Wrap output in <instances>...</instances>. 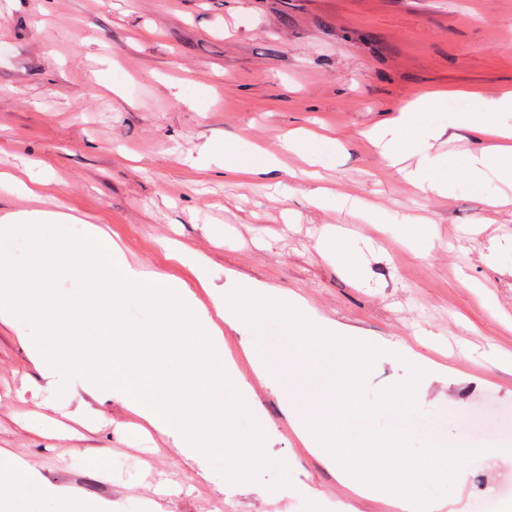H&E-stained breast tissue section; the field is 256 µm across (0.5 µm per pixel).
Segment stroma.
I'll list each match as a JSON object with an SVG mask.
<instances>
[{
    "label": "stroma",
    "instance_id": "35a3bbf8",
    "mask_svg": "<svg viewBox=\"0 0 512 512\" xmlns=\"http://www.w3.org/2000/svg\"><path fill=\"white\" fill-rule=\"evenodd\" d=\"M425 87L474 88L453 111L425 112L415 147L444 157L452 187L421 198L366 135L392 105ZM512 93V0H0V171L47 180L44 208L116 234L131 266L158 270L198 296L196 269L233 292L248 280L302 296L350 337L380 348L361 402L407 381L404 349L443 363L422 376L415 407L353 421L347 435L400 428L414 447L512 441V182L465 174L480 153L475 128L512 125L491 103ZM323 129L333 145L316 166L292 155L274 178L224 172V144L252 161L296 129ZM358 198L371 224L343 202L317 206L313 189ZM431 223L422 258L400 241L404 216ZM356 233L361 271L320 254L325 226ZM176 240L183 262L166 260ZM498 299L489 309L468 282ZM292 367L299 397L323 399L315 418L332 432L343 393L328 388L331 357L264 318L225 329L232 387L252 402L238 430L257 426L271 464L256 479L221 488L220 467L184 461L170 437L142 431L109 394L76 400L90 421L50 408L17 330L0 323V448L34 478L95 501L100 512H396L359 494L297 445L280 390L246 357L255 340ZM211 478L203 480L199 472ZM512 455H476L468 473L437 495L440 512H496ZM287 484H280V477Z\"/></svg>",
    "mask_w": 512,
    "mask_h": 512
}]
</instances>
